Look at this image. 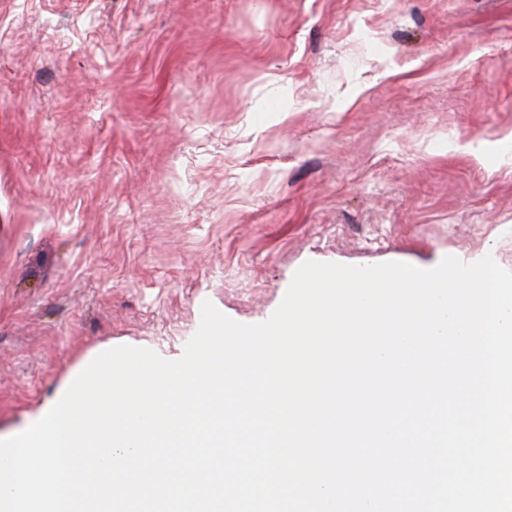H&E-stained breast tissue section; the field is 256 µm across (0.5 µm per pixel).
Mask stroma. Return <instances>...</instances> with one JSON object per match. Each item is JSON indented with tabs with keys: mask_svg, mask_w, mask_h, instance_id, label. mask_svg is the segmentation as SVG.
Wrapping results in <instances>:
<instances>
[{
	"mask_svg": "<svg viewBox=\"0 0 512 512\" xmlns=\"http://www.w3.org/2000/svg\"><path fill=\"white\" fill-rule=\"evenodd\" d=\"M512 270V0H0V432L307 261Z\"/></svg>",
	"mask_w": 512,
	"mask_h": 512,
	"instance_id": "stroma-1",
	"label": "stroma"
}]
</instances>
